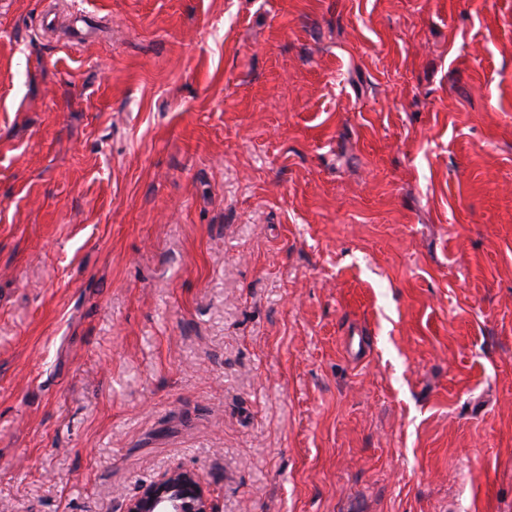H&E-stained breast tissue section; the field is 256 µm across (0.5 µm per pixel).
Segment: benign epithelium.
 Returning <instances> with one entry per match:
<instances>
[{
  "instance_id": "7a95c632",
  "label": "benign epithelium",
  "mask_w": 512,
  "mask_h": 512,
  "mask_svg": "<svg viewBox=\"0 0 512 512\" xmlns=\"http://www.w3.org/2000/svg\"><path fill=\"white\" fill-rule=\"evenodd\" d=\"M123 512H217L198 475L166 470L124 504Z\"/></svg>"
}]
</instances>
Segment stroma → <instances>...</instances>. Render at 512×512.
I'll return each mask as SVG.
<instances>
[{"label": "stroma", "mask_w": 512, "mask_h": 512, "mask_svg": "<svg viewBox=\"0 0 512 512\" xmlns=\"http://www.w3.org/2000/svg\"><path fill=\"white\" fill-rule=\"evenodd\" d=\"M169 468L512 512V0H0V512Z\"/></svg>", "instance_id": "obj_1"}]
</instances>
